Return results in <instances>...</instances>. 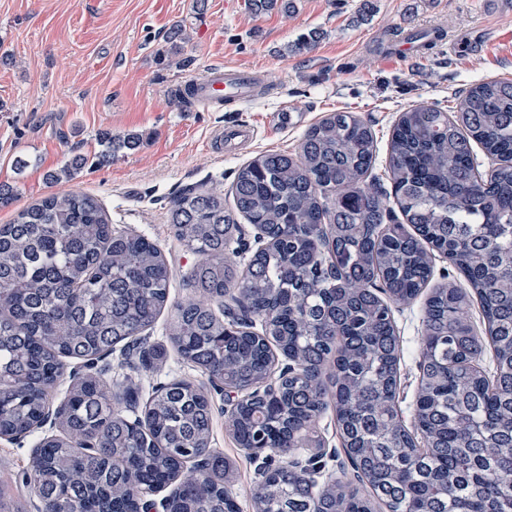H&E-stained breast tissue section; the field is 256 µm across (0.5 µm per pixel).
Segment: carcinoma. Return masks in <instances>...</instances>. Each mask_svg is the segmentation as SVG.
I'll list each match as a JSON object with an SVG mask.
<instances>
[{
	"label": "carcinoma",
	"instance_id": "1",
	"mask_svg": "<svg viewBox=\"0 0 512 512\" xmlns=\"http://www.w3.org/2000/svg\"><path fill=\"white\" fill-rule=\"evenodd\" d=\"M257 13L292 0H249ZM109 158L140 144L106 134ZM496 160L478 169L474 146ZM370 125L331 112L298 154L239 167L232 203L217 186L183 189L168 209L176 238L199 256L193 299L175 306L169 336L209 384L241 389L228 430L269 454L319 448L317 419L333 409L341 447L369 497L336 479L321 486L288 467L257 485L254 512H512V80L474 84L455 113L418 105L388 140L387 192L366 182ZM76 156L46 175L58 183ZM261 246L242 265L240 221ZM465 285L427 299L414 430L397 401L401 346L392 305L415 299L434 253ZM159 247L112 230L100 201L52 193L0 224V434H26L49 410L65 360L92 367L151 330L169 302ZM475 300L484 331L465 311ZM260 322V331L253 322ZM291 372L265 389L274 350ZM102 372L71 380L56 410L65 432L37 446L30 487L44 512H138L137 493L170 486L172 512H236V464L211 448L213 406L188 380L159 388L143 416H125ZM97 448L87 451L84 445Z\"/></svg>",
	"mask_w": 512,
	"mask_h": 512
}]
</instances>
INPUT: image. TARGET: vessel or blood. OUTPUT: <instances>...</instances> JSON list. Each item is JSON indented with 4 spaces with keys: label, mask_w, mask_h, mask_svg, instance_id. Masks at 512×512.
<instances>
[{
    "label": "vessel or blood",
    "mask_w": 512,
    "mask_h": 512,
    "mask_svg": "<svg viewBox=\"0 0 512 512\" xmlns=\"http://www.w3.org/2000/svg\"><path fill=\"white\" fill-rule=\"evenodd\" d=\"M270 84L267 71L242 66L212 65L204 74L190 79L187 86L192 91L194 104L218 109L226 104L243 106L259 99ZM259 133L257 126L238 122L217 129L210 137V150L227 155L254 141Z\"/></svg>",
    "instance_id": "1"
}]
</instances>
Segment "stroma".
Returning a JSON list of instances; mask_svg holds the SVG:
<instances>
[{
    "instance_id": "1",
    "label": "stroma",
    "mask_w": 512,
    "mask_h": 512,
    "mask_svg": "<svg viewBox=\"0 0 512 512\" xmlns=\"http://www.w3.org/2000/svg\"><path fill=\"white\" fill-rule=\"evenodd\" d=\"M186 42L171 54L170 33ZM440 32L455 40L450 54L434 48L401 52L409 36ZM314 32L301 53L289 47ZM212 64L254 66L272 80L267 94L237 112L193 109L176 91ZM512 79V10L493 0H294L287 12L253 13L247 0H0V184L13 186L0 205V224L42 197L74 187L96 196L115 230L157 243L172 272L169 308L136 347H116L104 360L114 384L134 385L136 412L156 388L174 379L207 385L183 362L169 338L175 304L191 296L183 282L198 260L166 222L174 194L188 185L230 189L237 169L261 153H297L308 125L331 112H352L374 132L371 174H387L388 139L400 112L428 104L452 110L472 84ZM305 111L303 126L266 124L281 105ZM246 122L260 133L238 155L216 157L207 143L224 124ZM136 132L141 146L103 157L100 136ZM86 164L71 180L50 184L47 172L74 156ZM426 295L397 304L393 316L403 355L398 406L413 426L420 385ZM163 347L158 371L139 368L141 349ZM212 445L237 464L233 493L240 512H253L257 465L227 430L224 395L210 392ZM318 428L329 450L321 480H352L333 411ZM47 424L16 439L0 438V487L16 512H43L29 487L32 460Z\"/></svg>"
}]
</instances>
